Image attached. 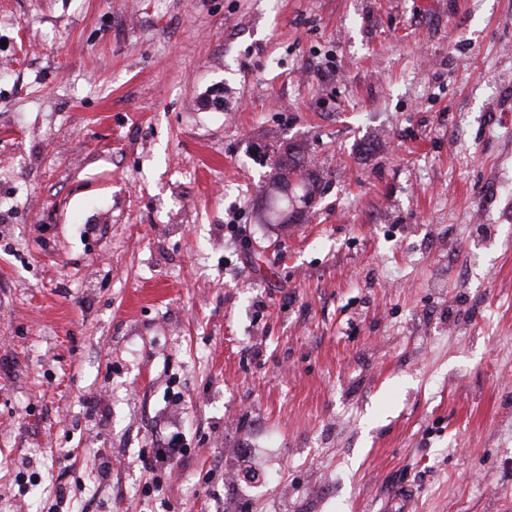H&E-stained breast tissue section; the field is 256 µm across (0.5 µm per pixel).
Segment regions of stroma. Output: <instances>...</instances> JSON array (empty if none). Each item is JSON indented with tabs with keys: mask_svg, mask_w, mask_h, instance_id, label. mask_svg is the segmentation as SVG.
I'll list each match as a JSON object with an SVG mask.
<instances>
[{
	"mask_svg": "<svg viewBox=\"0 0 512 512\" xmlns=\"http://www.w3.org/2000/svg\"><path fill=\"white\" fill-rule=\"evenodd\" d=\"M0 512H512V0H0ZM298 153L289 154L287 157H278L274 160V167L277 170V182L279 183L276 193H271L267 202V213L271 215L272 219H279L280 212L290 206V198L286 195L285 191L288 187L291 189L289 176L291 174L297 175L300 183L297 189L302 193L299 195V200L306 204V199H311L312 189L314 187L313 181L310 180L309 174L302 175L300 166L297 164L295 158Z\"/></svg>",
	"mask_w": 512,
	"mask_h": 512,
	"instance_id": "35a3bbf8",
	"label": "stroma"
}]
</instances>
